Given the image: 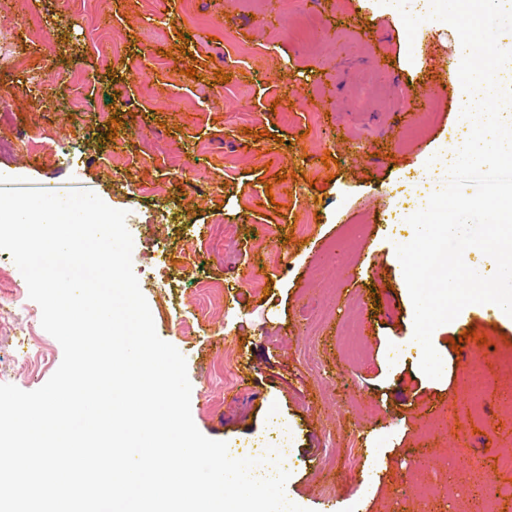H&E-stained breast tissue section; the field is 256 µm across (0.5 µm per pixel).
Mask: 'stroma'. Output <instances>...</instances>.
<instances>
[{
  "instance_id": "35a3bbf8",
  "label": "stroma",
  "mask_w": 512,
  "mask_h": 512,
  "mask_svg": "<svg viewBox=\"0 0 512 512\" xmlns=\"http://www.w3.org/2000/svg\"><path fill=\"white\" fill-rule=\"evenodd\" d=\"M101 26L119 49L107 63ZM417 33L423 45L410 48L379 0L0 6V48L14 42L0 60V174L26 188L88 186L125 212L156 332L186 360L196 427L281 449L286 492L308 512H479L473 481L508 479L487 436L421 439L432 415L470 405L463 331L512 353V324L467 307L438 327L448 365L437 380L403 346L413 315L396 247L409 230L395 217L424 193L428 160L451 157L465 133L450 79L458 34L442 21ZM280 171L293 178L278 208L265 186ZM156 185L164 196L141 195ZM40 319L0 251V384L33 391L60 365ZM355 323L369 338L352 358L342 339Z\"/></svg>"
}]
</instances>
